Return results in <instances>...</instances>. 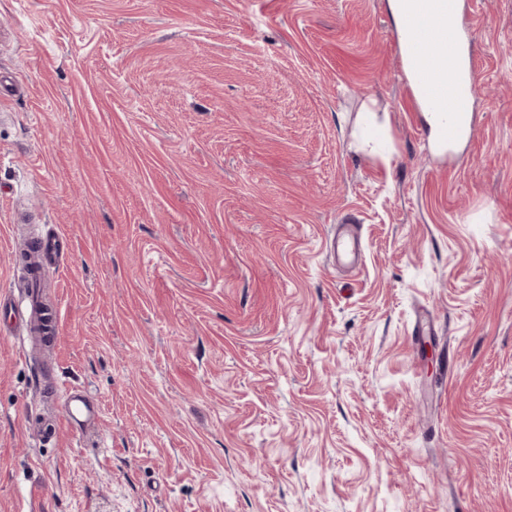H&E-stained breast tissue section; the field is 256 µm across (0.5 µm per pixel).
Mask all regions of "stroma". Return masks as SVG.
<instances>
[{"instance_id": "1", "label": "stroma", "mask_w": 512, "mask_h": 512, "mask_svg": "<svg viewBox=\"0 0 512 512\" xmlns=\"http://www.w3.org/2000/svg\"><path fill=\"white\" fill-rule=\"evenodd\" d=\"M462 14L448 152L387 0H0V296L66 245L0 512H512V0ZM67 407L61 418L72 430L95 425L101 415L97 404L86 398L82 391L73 389L67 396ZM60 419V420H61Z\"/></svg>"}]
</instances>
